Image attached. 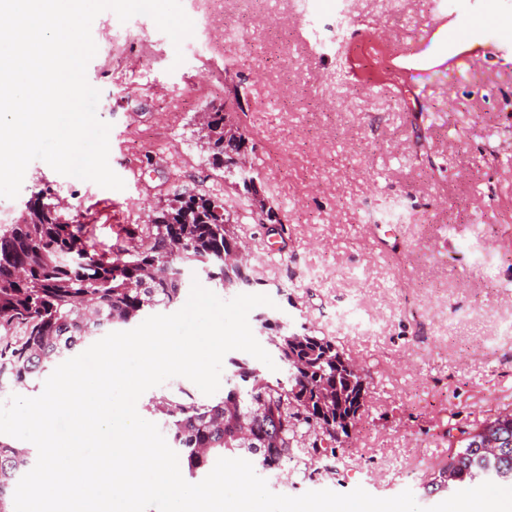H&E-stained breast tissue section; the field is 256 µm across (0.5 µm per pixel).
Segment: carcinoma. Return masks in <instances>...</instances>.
<instances>
[{"label": "carcinoma", "mask_w": 512, "mask_h": 512, "mask_svg": "<svg viewBox=\"0 0 512 512\" xmlns=\"http://www.w3.org/2000/svg\"><path fill=\"white\" fill-rule=\"evenodd\" d=\"M224 120L222 108L208 113L206 139L213 163L224 166L237 187L246 175L236 159L255 151V143L239 128L224 136ZM224 212L222 199L177 196L141 229L147 244L109 254L97 248L88 225L61 218L51 193L39 190L19 221L0 225V385L6 380L27 387L104 330L177 303L189 267L224 285L225 239L238 238L235 226L224 224ZM270 344L287 367L284 380L233 360L236 382L221 399L201 402L185 391L152 401L166 416L190 476L240 454L259 471L281 470L299 461L296 448L304 435L311 434V457L336 454V429L349 436L346 426H355L362 409L356 403L360 380L371 379L369 372L361 378L350 372L335 341L305 327ZM488 427L500 440L490 451L477 447ZM461 434L465 438L431 480L435 489L512 483V410ZM33 467L29 451L0 440V512H12L18 481Z\"/></svg>", "instance_id": "cac0c4a2"}]
</instances>
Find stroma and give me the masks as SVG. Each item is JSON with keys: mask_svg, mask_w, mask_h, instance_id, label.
<instances>
[{"mask_svg": "<svg viewBox=\"0 0 512 512\" xmlns=\"http://www.w3.org/2000/svg\"><path fill=\"white\" fill-rule=\"evenodd\" d=\"M432 0H181L193 33L173 45L146 15L91 25L96 113L124 189L41 160L0 213L17 220L50 188L62 218L97 247L178 194L226 199L250 248V294L292 326L335 340L369 368L367 406L335 455L266 474L271 492L377 498L425 486L449 430L512 408V57L452 59ZM240 92L235 121L257 146L258 183L278 224L247 217L203 138V110Z\"/></svg>", "mask_w": 512, "mask_h": 512, "instance_id": "1", "label": "stroma"}]
</instances>
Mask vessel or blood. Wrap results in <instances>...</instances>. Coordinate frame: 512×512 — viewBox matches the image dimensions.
Returning <instances> with one entry per match:
<instances>
[{"instance_id": "1", "label": "vessel or blood", "mask_w": 512, "mask_h": 512, "mask_svg": "<svg viewBox=\"0 0 512 512\" xmlns=\"http://www.w3.org/2000/svg\"><path fill=\"white\" fill-rule=\"evenodd\" d=\"M438 24L448 49H493L498 55H512V33L489 40L483 32L476 6H464L462 0H444Z\"/></svg>"}]
</instances>
